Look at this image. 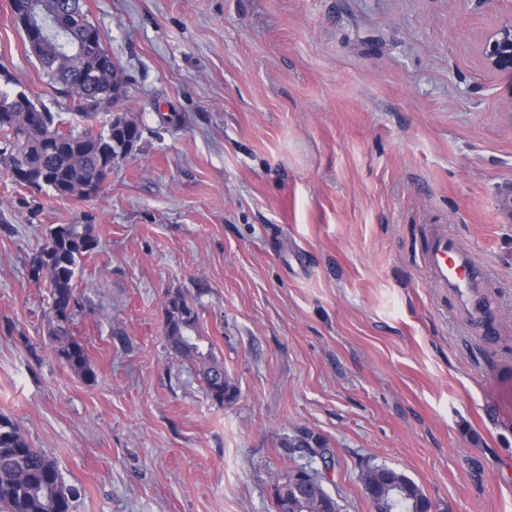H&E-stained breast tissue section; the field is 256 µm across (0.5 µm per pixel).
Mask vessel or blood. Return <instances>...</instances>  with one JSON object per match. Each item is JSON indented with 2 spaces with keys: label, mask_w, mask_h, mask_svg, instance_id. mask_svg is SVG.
<instances>
[{
  "label": "vessel or blood",
  "mask_w": 512,
  "mask_h": 512,
  "mask_svg": "<svg viewBox=\"0 0 512 512\" xmlns=\"http://www.w3.org/2000/svg\"><path fill=\"white\" fill-rule=\"evenodd\" d=\"M423 262L431 280L455 293L463 312L483 335L497 334L498 325L484 294L486 269L458 237L444 227H434L428 235Z\"/></svg>",
  "instance_id": "1"
}]
</instances>
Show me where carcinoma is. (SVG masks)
<instances>
[{
    "label": "carcinoma",
    "mask_w": 512,
    "mask_h": 512,
    "mask_svg": "<svg viewBox=\"0 0 512 512\" xmlns=\"http://www.w3.org/2000/svg\"><path fill=\"white\" fill-rule=\"evenodd\" d=\"M35 4L39 30L53 44L50 58H36L44 83L66 102L76 122H65L59 113L24 95L0 91V166L8 173L23 166L33 168L37 180L25 189L33 194L50 193L59 198H81L82 187L99 179L101 143L119 153L128 145H139L143 127L129 113L103 126H84L101 115H110L113 104L101 96L112 83H128L121 63L112 57L99 25L93 23L82 0H10L15 24ZM99 246L88 224H55L31 260L36 278H45L51 304L44 332L55 357L74 373L93 375L86 347L75 336L74 324L82 308L75 280L84 260ZM164 342L167 353L197 366L198 375L210 398L222 405L233 401L237 386L213 355L199 344V313L186 295H167L164 304ZM288 447L306 448L321 454L324 443L309 433L285 442ZM408 500L397 504L399 512H411V501L424 507L429 499L403 473L391 471ZM284 495L273 504L274 512H324L330 498L320 485L300 497L281 486ZM77 489L66 485L57 463L44 451L34 448L18 425L0 416V512H73Z\"/></svg>",
    "instance_id": "1"
}]
</instances>
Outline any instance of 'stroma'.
<instances>
[{"instance_id": "stroma-1", "label": "stroma", "mask_w": 512, "mask_h": 512, "mask_svg": "<svg viewBox=\"0 0 512 512\" xmlns=\"http://www.w3.org/2000/svg\"><path fill=\"white\" fill-rule=\"evenodd\" d=\"M136 88L135 154L89 199L0 168V415L78 489L73 512H272L312 462L342 512L363 470L436 512H512V93L478 45L512 0H85ZM0 64L51 98L0 0ZM102 243L77 280L94 378L59 363L31 269L49 225ZM444 225L488 271L495 338L423 264ZM195 300L234 379L212 401L171 359ZM308 431L326 458L282 442Z\"/></svg>"}]
</instances>
